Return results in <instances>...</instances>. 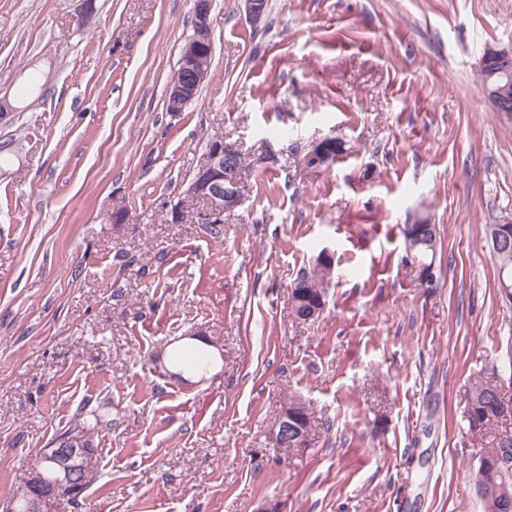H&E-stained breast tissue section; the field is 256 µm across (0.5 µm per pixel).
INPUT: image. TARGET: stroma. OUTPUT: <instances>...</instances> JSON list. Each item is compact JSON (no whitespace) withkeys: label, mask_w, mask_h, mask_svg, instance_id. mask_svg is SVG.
<instances>
[{"label":"stroma","mask_w":512,"mask_h":512,"mask_svg":"<svg viewBox=\"0 0 512 512\" xmlns=\"http://www.w3.org/2000/svg\"><path fill=\"white\" fill-rule=\"evenodd\" d=\"M192 7L0 0V502L102 408L82 503L57 512H484L466 405L512 376L486 233L512 219V112L479 60L512 45V0H268L255 23L213 0L210 76L170 112ZM216 136L246 163L218 237L183 199ZM327 137L344 153L305 168ZM422 216L424 277L404 237ZM325 248L303 322L290 285ZM193 334L222 365L182 381L165 354ZM292 398L308 442L273 447Z\"/></svg>","instance_id":"stroma-1"}]
</instances>
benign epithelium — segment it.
I'll list each match as a JSON object with an SVG mask.
<instances>
[{
  "instance_id": "obj_1",
  "label": "benign epithelium",
  "mask_w": 512,
  "mask_h": 512,
  "mask_svg": "<svg viewBox=\"0 0 512 512\" xmlns=\"http://www.w3.org/2000/svg\"><path fill=\"white\" fill-rule=\"evenodd\" d=\"M248 18L257 22L264 15L267 0H242ZM212 0H193L195 36L181 49L185 74L167 87V109L180 112L191 102L196 91L209 77L200 54L212 48L211 38ZM512 61L511 47H489L480 61V71L491 65H506ZM332 138L318 142L309 151L304 162L310 169H326L332 156L327 144ZM236 148L224 144V139L214 138L208 149V160L200 167L194 180L185 191L188 200H207L206 209L200 213L203 224H222L224 214L234 211L241 203L240 184L243 171L235 164ZM308 437L307 427L295 423L294 409L288 405L281 410L272 426L270 438L280 447H302ZM93 449L87 447L84 438L73 434L60 442L42 449L38 456L40 468L54 473L50 490L36 491L28 501L27 512H56L57 502L62 497L78 493L74 478L78 473L87 474Z\"/></svg>"
}]
</instances>
